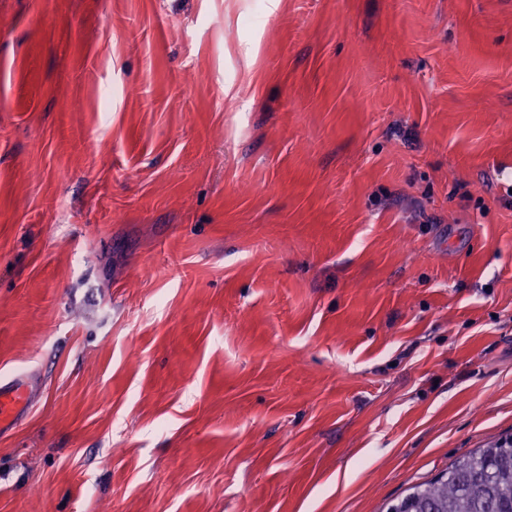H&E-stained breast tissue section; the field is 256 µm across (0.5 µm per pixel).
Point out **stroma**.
<instances>
[{"label":"stroma","instance_id":"obj_1","mask_svg":"<svg viewBox=\"0 0 512 512\" xmlns=\"http://www.w3.org/2000/svg\"><path fill=\"white\" fill-rule=\"evenodd\" d=\"M0 512H386L512 437V0H0ZM31 385L22 377L9 381L0 379V425L13 422L27 406L31 396Z\"/></svg>","mask_w":512,"mask_h":512}]
</instances>
